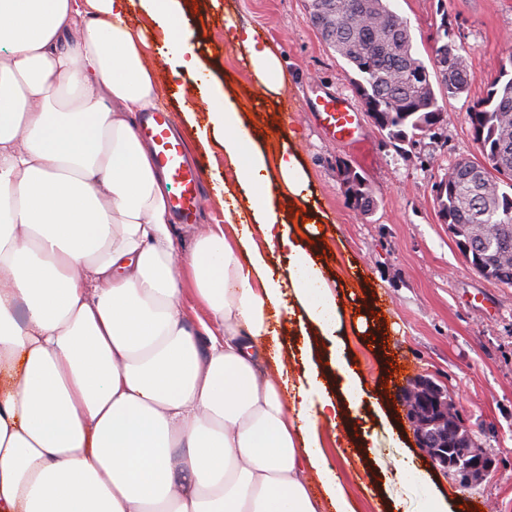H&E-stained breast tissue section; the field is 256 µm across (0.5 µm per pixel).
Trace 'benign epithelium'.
I'll return each mask as SVG.
<instances>
[{
	"label": "benign epithelium",
	"instance_id": "7a95c632",
	"mask_svg": "<svg viewBox=\"0 0 512 512\" xmlns=\"http://www.w3.org/2000/svg\"><path fill=\"white\" fill-rule=\"evenodd\" d=\"M413 430L414 442L430 461L448 471V449L462 438L465 426L454 399L437 392L431 379L420 377L397 393ZM492 470V460L480 448L470 449L461 471L470 482H480Z\"/></svg>",
	"mask_w": 512,
	"mask_h": 512
}]
</instances>
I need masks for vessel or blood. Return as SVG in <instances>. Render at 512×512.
Wrapping results in <instances>:
<instances>
[{
  "mask_svg": "<svg viewBox=\"0 0 512 512\" xmlns=\"http://www.w3.org/2000/svg\"><path fill=\"white\" fill-rule=\"evenodd\" d=\"M319 115L336 140L355 142L359 116L344 97L336 95L322 98ZM139 132L152 145L156 167L180 187L179 193L169 201L171 208L182 220H191L201 203V165L187 162L186 143L172 134L168 113H147L140 123Z\"/></svg>",
  "mask_w": 512,
  "mask_h": 512,
  "instance_id": "b4317fda",
  "label": "vessel or blood"
}]
</instances>
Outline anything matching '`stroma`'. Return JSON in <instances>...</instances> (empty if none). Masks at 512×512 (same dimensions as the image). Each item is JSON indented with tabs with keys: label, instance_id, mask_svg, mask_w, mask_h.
I'll list each match as a JSON object with an SVG mask.
<instances>
[{
	"label": "stroma",
	"instance_id": "obj_1",
	"mask_svg": "<svg viewBox=\"0 0 512 512\" xmlns=\"http://www.w3.org/2000/svg\"><path fill=\"white\" fill-rule=\"evenodd\" d=\"M391 5L407 18L421 58L453 38L464 46L473 76L468 94L440 98L446 123L414 137L403 155L369 116L361 118L359 143L345 145L334 142L310 112V102L327 93L345 95L357 109L362 101L355 72L312 24L308 0H187L184 24L205 71L256 128L278 124L283 100L293 104L284 137L263 140L262 146L271 155L288 146L309 176L308 204L323 242L315 259L339 280L343 329L335 341L309 338L297 320H287L280 343L293 376L311 362L328 365L334 351H341L377 399L349 414L360 444L348 441L343 427L326 420L317 425L329 465L358 512H391L387 483L404 466L425 472L449 512H470L475 499L485 500L487 512H512V288L475 271L439 220L435 199L436 182L457 158L485 160L468 114L502 70L512 67V0H392ZM230 21L250 25L279 46L288 75L282 97L264 99L246 59L225 46L224 26ZM127 22L146 34L160 110L169 112L184 134L189 155L206 166L195 221L175 227L187 251L198 230L230 224L213 185L219 178L234 184V170L215 136L200 139L208 110L204 92L189 78L172 76L161 55L162 30L135 8ZM341 160L366 178L374 199L369 214L347 202L336 171ZM399 361L407 365L400 375ZM419 377L445 386L457 401L476 446L493 462L484 481L464 485L416 447L396 393Z\"/></svg>",
	"mask_w": 512,
	"mask_h": 512
}]
</instances>
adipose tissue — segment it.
Segmentation results:
<instances>
[{
  "mask_svg": "<svg viewBox=\"0 0 512 512\" xmlns=\"http://www.w3.org/2000/svg\"><path fill=\"white\" fill-rule=\"evenodd\" d=\"M134 5L199 78L182 0H0V512H322L324 497L356 512L317 424L367 391L339 358L293 379L277 353L260 369L289 301L321 336L341 329L340 291L279 212L307 202V174L260 149L211 86L236 180L214 193L247 216L181 256L168 181L135 128L160 95ZM224 41L281 95L278 46L234 23ZM188 292L224 328L205 351Z\"/></svg>",
  "mask_w": 512,
  "mask_h": 512,
  "instance_id": "obj_1",
  "label": "adipose tissue"
}]
</instances>
